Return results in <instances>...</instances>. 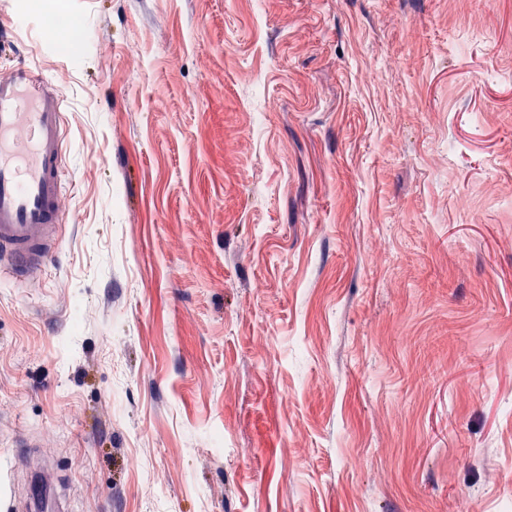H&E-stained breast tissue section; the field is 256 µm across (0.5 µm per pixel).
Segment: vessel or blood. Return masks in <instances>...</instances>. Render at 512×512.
Instances as JSON below:
<instances>
[{
    "mask_svg": "<svg viewBox=\"0 0 512 512\" xmlns=\"http://www.w3.org/2000/svg\"><path fill=\"white\" fill-rule=\"evenodd\" d=\"M65 97L25 63L0 74V266L38 276L64 218Z\"/></svg>",
    "mask_w": 512,
    "mask_h": 512,
    "instance_id": "vessel-or-blood-1",
    "label": "vessel or blood"
}]
</instances>
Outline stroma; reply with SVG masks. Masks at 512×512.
<instances>
[{
    "label": "stroma",
    "instance_id": "obj_1",
    "mask_svg": "<svg viewBox=\"0 0 512 512\" xmlns=\"http://www.w3.org/2000/svg\"><path fill=\"white\" fill-rule=\"evenodd\" d=\"M65 220L0 277V496L512 512V0H37ZM54 27L67 33V39L63 44V52L70 57L81 55L88 38L84 27L77 20L67 15L56 16Z\"/></svg>",
    "mask_w": 512,
    "mask_h": 512
}]
</instances>
